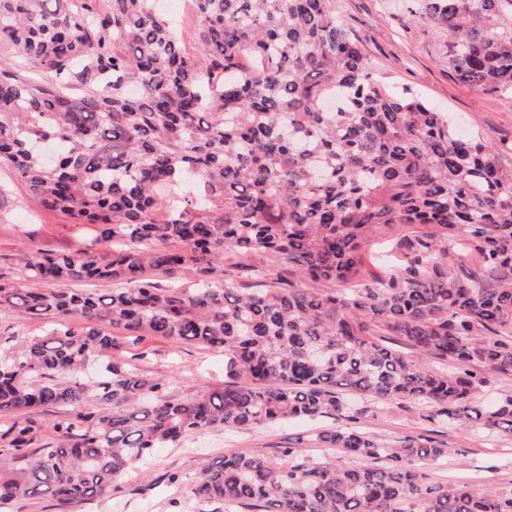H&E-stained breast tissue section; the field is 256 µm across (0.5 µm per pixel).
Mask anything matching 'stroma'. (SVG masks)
<instances>
[{
  "label": "stroma",
  "instance_id": "stroma-1",
  "mask_svg": "<svg viewBox=\"0 0 512 512\" xmlns=\"http://www.w3.org/2000/svg\"><path fill=\"white\" fill-rule=\"evenodd\" d=\"M420 0H336V15L357 39L369 71L389 90H411L461 123L463 134H480L496 144H512V106L496 95L458 82L448 64V32L437 21L419 17ZM87 235L74 219L36 209L27 188L7 168H0V273L22 280L21 253L74 251ZM144 354L143 369L171 378L174 389L209 388L223 384L224 357L199 346H174L164 340L137 341L116 333L113 357ZM309 422L269 425L252 430H212L193 434L180 447L156 449L148 479L136 473L120 478L115 491L82 504L78 512H194L190 486L172 484V473L191 475L203 460L228 450L277 455L294 446L318 458ZM366 429L389 444L407 436L427 435L446 442L447 457L428 467L431 482L450 485L476 480L502 492L512 491V437L462 433L401 404L383 407Z\"/></svg>",
  "mask_w": 512,
  "mask_h": 512
}]
</instances>
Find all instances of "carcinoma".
I'll use <instances>...</instances> for the list:
<instances>
[{"label": "carcinoma", "instance_id": "1", "mask_svg": "<svg viewBox=\"0 0 512 512\" xmlns=\"http://www.w3.org/2000/svg\"><path fill=\"white\" fill-rule=\"evenodd\" d=\"M103 3L0 0V50L22 66L0 72V164L38 206L112 242L25 255V280L47 288L0 275V311L80 323L7 337L0 510L49 498L73 512L192 433L340 418L314 435L331 456L204 462L197 512H512V492L428 482L445 442L364 430L398 402L512 435V394L479 399L512 377V147L462 138L374 80L335 0H192L193 55L160 0ZM421 13L448 29L456 78L512 105V0H421ZM407 229L412 257L380 252L386 275L357 278L376 237ZM251 254L296 281L227 274ZM175 274L186 284H159ZM82 281L110 288L51 287ZM114 330L222 353L228 381L178 394L112 357ZM38 409L54 440L30 452Z\"/></svg>", "mask_w": 512, "mask_h": 512}]
</instances>
